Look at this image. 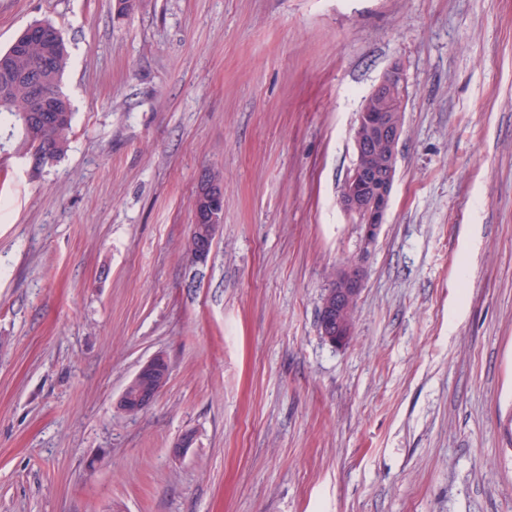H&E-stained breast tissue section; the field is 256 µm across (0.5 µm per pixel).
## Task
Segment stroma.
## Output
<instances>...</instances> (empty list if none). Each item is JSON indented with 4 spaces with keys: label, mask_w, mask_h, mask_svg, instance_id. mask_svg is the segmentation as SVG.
<instances>
[{
    "label": "stroma",
    "mask_w": 512,
    "mask_h": 512,
    "mask_svg": "<svg viewBox=\"0 0 512 512\" xmlns=\"http://www.w3.org/2000/svg\"><path fill=\"white\" fill-rule=\"evenodd\" d=\"M112 3L0 0V51L58 28L74 111L36 178L0 129V512H512V0ZM395 61L368 244L337 199ZM205 171L224 222L197 262ZM157 353L167 386L118 411ZM364 279L365 271L359 263L347 264L337 271L336 284L326 293L320 307L321 330L329 341L336 336V343L344 342L352 335V327L343 321V315L358 300Z\"/></svg>",
    "instance_id": "35a3bbf8"
}]
</instances>
